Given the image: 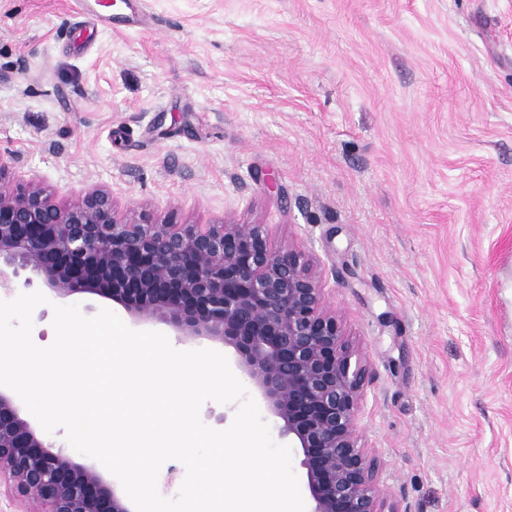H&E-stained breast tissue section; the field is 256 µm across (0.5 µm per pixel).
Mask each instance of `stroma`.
Listing matches in <instances>:
<instances>
[{
    "label": "stroma",
    "mask_w": 512,
    "mask_h": 512,
    "mask_svg": "<svg viewBox=\"0 0 512 512\" xmlns=\"http://www.w3.org/2000/svg\"><path fill=\"white\" fill-rule=\"evenodd\" d=\"M142 7L0 0V161L61 199L267 225L367 360L388 504L512 512V0Z\"/></svg>",
    "instance_id": "1"
}]
</instances>
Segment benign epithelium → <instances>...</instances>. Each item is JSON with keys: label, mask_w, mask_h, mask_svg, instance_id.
Returning <instances> with one entry per match:
<instances>
[{"label": "benign epithelium", "mask_w": 512, "mask_h": 512, "mask_svg": "<svg viewBox=\"0 0 512 512\" xmlns=\"http://www.w3.org/2000/svg\"><path fill=\"white\" fill-rule=\"evenodd\" d=\"M29 272L58 297L99 294L136 322L233 348L279 433L302 454L310 512L385 509L377 462L358 445L362 357L293 245L262 224L129 218L91 188L60 201L0 161V296ZM0 485L29 512H132L97 469L55 451L0 390Z\"/></svg>", "instance_id": "7a95c632"}]
</instances>
